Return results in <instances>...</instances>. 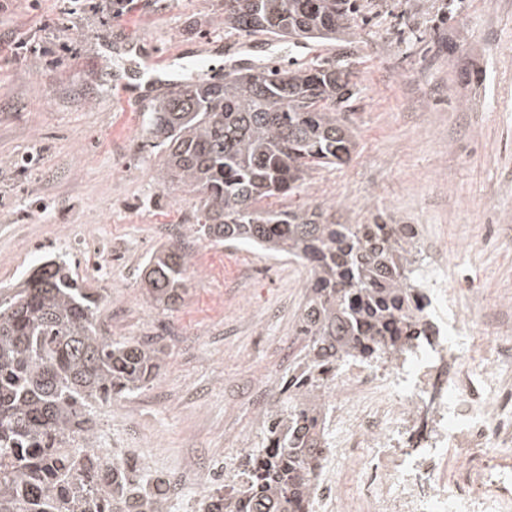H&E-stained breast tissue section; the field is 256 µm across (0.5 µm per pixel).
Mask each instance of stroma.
I'll return each instance as SVG.
<instances>
[{
  "instance_id": "obj_1",
  "label": "stroma",
  "mask_w": 512,
  "mask_h": 512,
  "mask_svg": "<svg viewBox=\"0 0 512 512\" xmlns=\"http://www.w3.org/2000/svg\"><path fill=\"white\" fill-rule=\"evenodd\" d=\"M346 42H300L299 64L351 69L357 127L349 162L314 172L281 208L324 205L352 224L382 215L417 225L448 253L457 311L488 303L482 335L512 331V0H360ZM26 39L24 51L10 43ZM168 62L144 96L125 100L113 71L127 43ZM278 44L224 30V0H0V293L42 260L63 257L102 296L101 335L160 341L163 374L96 409L97 430L142 450L150 472L190 460L214 488L227 433L255 424L253 390L282 382L307 272L300 262L230 243L191 242L182 304L146 302L139 272L190 230L194 194L161 185L147 111L191 72L260 65Z\"/></svg>"
}]
</instances>
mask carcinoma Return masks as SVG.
Masks as SVG:
<instances>
[{
	"instance_id": "obj_1",
	"label": "carcinoma",
	"mask_w": 512,
	"mask_h": 512,
	"mask_svg": "<svg viewBox=\"0 0 512 512\" xmlns=\"http://www.w3.org/2000/svg\"><path fill=\"white\" fill-rule=\"evenodd\" d=\"M358 18L357 0H224V29L290 42L348 37ZM355 87L339 61L234 67L174 87L150 112L148 134L163 149L159 183L199 200L193 237L286 254L310 271L288 398L264 415L261 446L205 496L201 512H306L326 451L318 369L406 353L380 336L412 313L416 235L403 224H344L331 207L260 206L351 159L357 134L346 108ZM190 266L181 243L157 250L141 279L145 300L164 310L183 302ZM101 301L62 258L0 300V512H42L35 505L58 491L75 505L85 494L112 512H152L149 476L130 483L114 465L83 478L63 451L75 436L90 443L96 403L142 389L165 365L155 342L100 336Z\"/></svg>"
}]
</instances>
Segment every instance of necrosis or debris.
I'll return each mask as SVG.
<instances>
[{
	"label": "necrosis or debris",
	"mask_w": 512,
	"mask_h": 512,
	"mask_svg": "<svg viewBox=\"0 0 512 512\" xmlns=\"http://www.w3.org/2000/svg\"><path fill=\"white\" fill-rule=\"evenodd\" d=\"M479 322L457 316L422 338L405 327L407 357L378 367L327 366L329 409L324 431L328 451L314 478L312 512H482L489 500L512 501V474L495 466L500 449L512 446V391L498 384L495 365L512 360V339L488 337L484 385L490 399L468 380L470 350L457 346ZM480 450L476 473L442 480L449 449ZM68 458H93L141 474L145 461L131 448L100 438L92 450L73 443ZM198 469L187 463L153 478L154 512H195L184 492Z\"/></svg>",
	"instance_id": "1"
}]
</instances>
